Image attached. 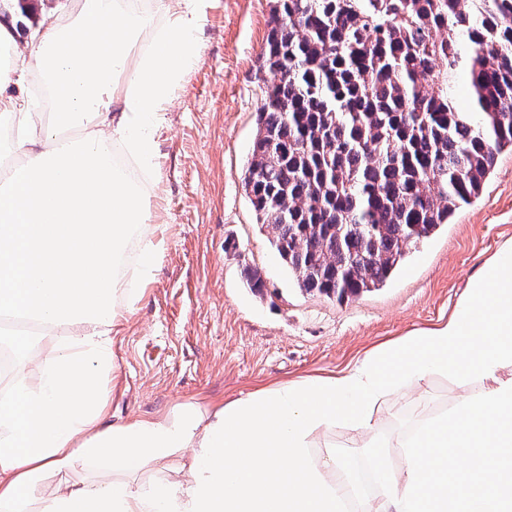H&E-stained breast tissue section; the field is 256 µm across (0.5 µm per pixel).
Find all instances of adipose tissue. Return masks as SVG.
<instances>
[{"label": "adipose tissue", "mask_w": 512, "mask_h": 512, "mask_svg": "<svg viewBox=\"0 0 512 512\" xmlns=\"http://www.w3.org/2000/svg\"><path fill=\"white\" fill-rule=\"evenodd\" d=\"M197 0H72L0 65V317L48 335L35 381L0 387V512H347L329 436L353 432L378 493L367 512H512V241L487 258L448 320L337 373L221 404L107 422L112 336L156 262L146 230L155 132L199 54ZM50 116L33 112L29 72ZM85 129L74 140L63 131ZM461 396L409 436L376 412L432 377ZM91 471L28 508L51 472Z\"/></svg>", "instance_id": "adipose-tissue-1"}]
</instances>
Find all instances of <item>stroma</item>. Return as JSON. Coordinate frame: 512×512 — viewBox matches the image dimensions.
<instances>
[{
    "instance_id": "1",
    "label": "stroma",
    "mask_w": 512,
    "mask_h": 512,
    "mask_svg": "<svg viewBox=\"0 0 512 512\" xmlns=\"http://www.w3.org/2000/svg\"><path fill=\"white\" fill-rule=\"evenodd\" d=\"M271 8L272 0L200 4V56L155 136L149 229L158 261L112 338L120 381L110 421L338 371L384 342L446 321L468 278L512 240L506 150L478 198L411 250L382 288L344 301L301 291L256 224L243 188ZM247 265L261 271L262 292L243 281ZM458 394L451 381L430 379L387 403L378 428L387 437L409 433Z\"/></svg>"
}]
</instances>
